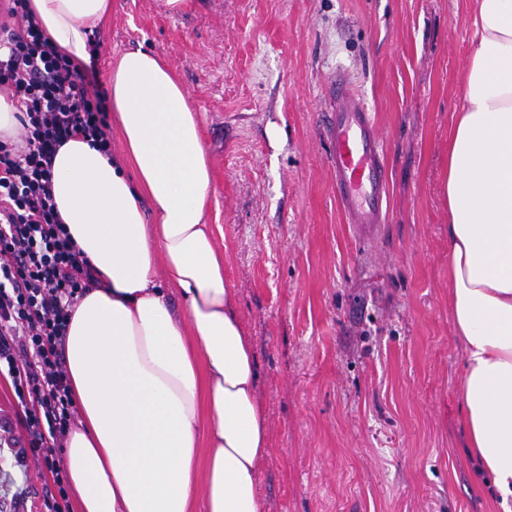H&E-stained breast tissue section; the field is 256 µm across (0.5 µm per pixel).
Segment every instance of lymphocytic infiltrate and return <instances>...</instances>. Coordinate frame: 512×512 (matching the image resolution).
<instances>
[{"instance_id": "lymphocytic-infiltrate-1", "label": "lymphocytic infiltrate", "mask_w": 512, "mask_h": 512, "mask_svg": "<svg viewBox=\"0 0 512 512\" xmlns=\"http://www.w3.org/2000/svg\"><path fill=\"white\" fill-rule=\"evenodd\" d=\"M0 23V86L22 113L21 140L0 142V376L22 407L30 447L53 448L73 415L63 349L71 309L94 277L54 201L52 162L66 140L111 154L109 95L98 82L101 41L72 61L40 28L27 0Z\"/></svg>"}]
</instances>
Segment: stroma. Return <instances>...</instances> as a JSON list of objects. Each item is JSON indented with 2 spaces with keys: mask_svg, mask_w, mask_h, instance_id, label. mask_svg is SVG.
Listing matches in <instances>:
<instances>
[{
  "mask_svg": "<svg viewBox=\"0 0 512 512\" xmlns=\"http://www.w3.org/2000/svg\"><path fill=\"white\" fill-rule=\"evenodd\" d=\"M470 0H112L106 82L161 53L200 114L209 223L252 339L272 436L267 512H503L466 448L464 348L448 291L441 180L462 104ZM344 72L382 134L389 206L375 240L336 203L322 129ZM0 377V512H76L31 449Z\"/></svg>",
  "mask_w": 512,
  "mask_h": 512,
  "instance_id": "35a3bbf8",
  "label": "stroma"
}]
</instances>
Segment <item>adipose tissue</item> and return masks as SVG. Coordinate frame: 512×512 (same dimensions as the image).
I'll use <instances>...</instances> for the list:
<instances>
[{"label":"adipose tissue","mask_w":512,"mask_h":512,"mask_svg":"<svg viewBox=\"0 0 512 512\" xmlns=\"http://www.w3.org/2000/svg\"><path fill=\"white\" fill-rule=\"evenodd\" d=\"M76 61L112 0H29ZM463 100L451 116L453 330L464 346L468 446L512 507V0H473ZM125 158L82 139L52 163L58 217L94 270L64 356L80 419L65 461L77 512H265L270 428L254 347L206 210L211 170L189 93L162 55L124 52L110 73ZM178 289L175 311L168 289Z\"/></svg>","instance_id":"ef3b65f1"}]
</instances>
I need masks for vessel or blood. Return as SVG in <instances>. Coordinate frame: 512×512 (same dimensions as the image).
I'll use <instances>...</instances> for the list:
<instances>
[{
    "mask_svg": "<svg viewBox=\"0 0 512 512\" xmlns=\"http://www.w3.org/2000/svg\"><path fill=\"white\" fill-rule=\"evenodd\" d=\"M324 129L336 202L348 223L373 237L384 220L389 173L372 113L344 74L330 81Z\"/></svg>",
    "mask_w": 512,
    "mask_h": 512,
    "instance_id": "1",
    "label": "vessel or blood"
}]
</instances>
